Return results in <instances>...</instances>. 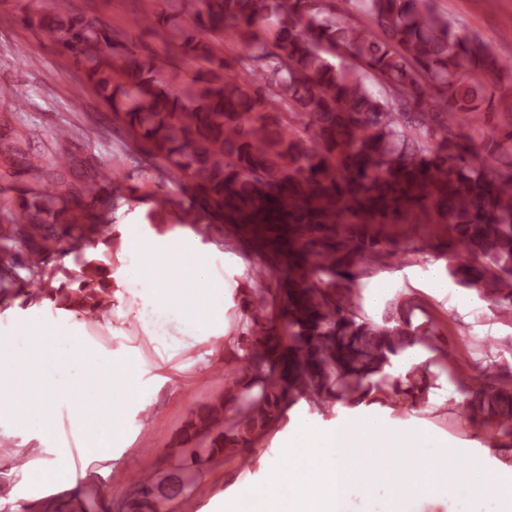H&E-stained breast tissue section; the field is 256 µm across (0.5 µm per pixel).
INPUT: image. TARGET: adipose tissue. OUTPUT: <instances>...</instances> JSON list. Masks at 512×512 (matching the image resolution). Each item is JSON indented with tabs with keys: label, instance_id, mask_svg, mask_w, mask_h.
<instances>
[{
	"label": "adipose tissue",
	"instance_id": "ef3b65f1",
	"mask_svg": "<svg viewBox=\"0 0 512 512\" xmlns=\"http://www.w3.org/2000/svg\"><path fill=\"white\" fill-rule=\"evenodd\" d=\"M114 240L122 253L112 271V318L106 327L120 345L105 350L93 344L82 325L68 313L47 317L33 307L13 314L0 330V393L12 398L13 428L27 440H42L55 427L52 415L32 425L31 405L49 380L65 377L72 365L82 370H103L93 398L112 404L111 460H118L133 445L134 436L123 430L125 421L145 411L148 394L157 393L170 378L163 372L175 349H194L212 342L236 345L240 331L230 325L228 313L238 299V281L248 278L250 264L236 257L232 275L216 272L220 249L203 242L193 229H167L147 223L117 224ZM139 331L156 361L147 364L144 349L126 345ZM53 352H46V342ZM75 448L58 451L63 490L81 493L88 473L79 460L97 457L99 433L87 425L73 431Z\"/></svg>",
	"mask_w": 512,
	"mask_h": 512
}]
</instances>
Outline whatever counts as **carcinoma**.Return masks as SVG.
<instances>
[{"mask_svg":"<svg viewBox=\"0 0 512 512\" xmlns=\"http://www.w3.org/2000/svg\"><path fill=\"white\" fill-rule=\"evenodd\" d=\"M181 0L191 17L176 32L137 25L160 40H182L201 61L196 74L172 91L152 59L117 42L82 15L37 19L132 136L150 144L170 173L192 183L179 224L262 227L288 244L281 294L284 331L265 312V282L276 268L255 269L244 301L237 345L252 377L228 369L224 401L201 407L189 424L206 435L231 405L228 428L212 444L229 456L254 443L279 421L288 399L306 398L323 413L337 402L389 389L417 398L409 371L387 372L419 341L435 335L406 317L375 321L363 311L360 289L340 287L350 268L376 255L371 224H396L412 207L431 209L451 226L469 258L449 267L456 282L512 310V124H491L512 113V78L478 39L460 32L432 0ZM203 34L236 36L250 50L239 68L217 56ZM347 63H335L336 58ZM378 79L373 93L367 78ZM467 121L479 136L472 156L443 152L454 128ZM72 153L26 160L38 188L10 229L0 234V294L17 270L27 273L36 298L51 278L44 256L75 254L82 273L69 279L58 302L92 315L111 292L98 278L104 266L85 251L112 241L113 196L108 178L78 186ZM471 419L498 422L512 436V382L494 380L465 405ZM138 509L162 512L170 496L153 478L135 484Z\"/></svg>","mask_w":512,"mask_h":512,"instance_id":"obj_1","label":"carcinoma"}]
</instances>
